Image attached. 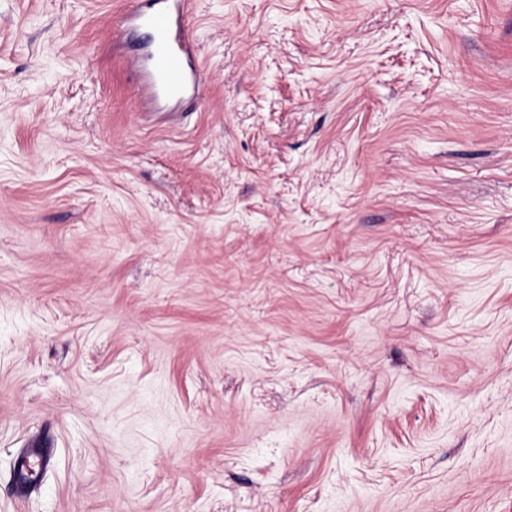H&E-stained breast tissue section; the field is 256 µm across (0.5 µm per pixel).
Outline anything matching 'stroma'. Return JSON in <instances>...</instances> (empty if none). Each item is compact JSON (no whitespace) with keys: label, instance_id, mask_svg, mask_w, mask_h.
Wrapping results in <instances>:
<instances>
[{"label":"stroma","instance_id":"obj_1","mask_svg":"<svg viewBox=\"0 0 512 512\" xmlns=\"http://www.w3.org/2000/svg\"><path fill=\"white\" fill-rule=\"evenodd\" d=\"M135 2L0 0V512H512V0ZM144 11L138 3L131 14L146 23L150 31L149 63L145 81L154 91L181 98L198 90V78L192 64L191 38L182 24L185 0H152ZM173 2V3H171Z\"/></svg>","mask_w":512,"mask_h":512}]
</instances>
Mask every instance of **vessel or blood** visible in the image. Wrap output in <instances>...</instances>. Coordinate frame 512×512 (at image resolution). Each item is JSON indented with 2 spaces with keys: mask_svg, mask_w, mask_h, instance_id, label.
<instances>
[{
  "mask_svg": "<svg viewBox=\"0 0 512 512\" xmlns=\"http://www.w3.org/2000/svg\"><path fill=\"white\" fill-rule=\"evenodd\" d=\"M183 0H153L150 9L135 7L133 17L150 31L149 63L145 81L156 91L176 99L197 91L198 78L192 64L191 38L182 23Z\"/></svg>",
  "mask_w": 512,
  "mask_h": 512,
  "instance_id": "vessel-or-blood-1",
  "label": "vessel or blood"
}]
</instances>
